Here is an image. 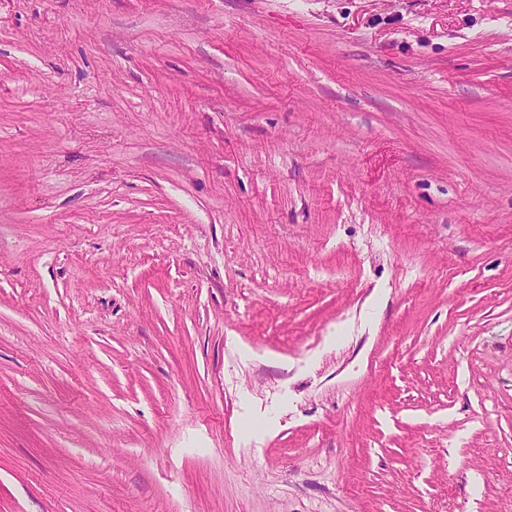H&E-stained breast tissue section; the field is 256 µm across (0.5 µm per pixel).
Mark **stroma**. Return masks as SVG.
Segmentation results:
<instances>
[{
    "instance_id": "obj_1",
    "label": "stroma",
    "mask_w": 512,
    "mask_h": 512,
    "mask_svg": "<svg viewBox=\"0 0 512 512\" xmlns=\"http://www.w3.org/2000/svg\"><path fill=\"white\" fill-rule=\"evenodd\" d=\"M0 512H512V0H0Z\"/></svg>"
}]
</instances>
